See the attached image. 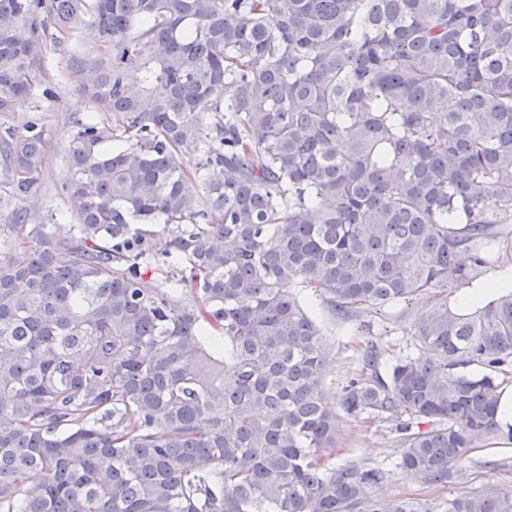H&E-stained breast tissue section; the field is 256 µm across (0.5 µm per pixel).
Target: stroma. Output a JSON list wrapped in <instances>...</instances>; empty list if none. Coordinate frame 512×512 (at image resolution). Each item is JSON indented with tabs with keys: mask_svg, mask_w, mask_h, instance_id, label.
Listing matches in <instances>:
<instances>
[{
	"mask_svg": "<svg viewBox=\"0 0 512 512\" xmlns=\"http://www.w3.org/2000/svg\"><path fill=\"white\" fill-rule=\"evenodd\" d=\"M67 39L49 42L44 67L35 80L31 96L17 102L14 111L0 112V132L23 129L29 122L42 127L47 140L43 166L27 192L16 187L13 172L0 156V250L15 238L17 221L44 225L56 240L69 239L75 223L74 207L64 186L71 177L67 161L68 142L76 119L101 117V109L79 91L80 77L71 69ZM311 308L326 344L328 364L324 388L330 405H337L343 387L361 370L370 346H378L384 357L417 354L419 346L413 326L425 308L416 298L377 310L363 311L343 320L329 309L319 291L299 289ZM396 423L380 417H362L341 422V446L336 465L369 464L386 470L376 494L387 501L398 499L441 502L460 489L482 490L486 484H512V447L497 448L492 437L477 441L466 455L463 481L430 486L397 467Z\"/></svg>",
	"mask_w": 512,
	"mask_h": 512,
	"instance_id": "stroma-1",
	"label": "stroma"
}]
</instances>
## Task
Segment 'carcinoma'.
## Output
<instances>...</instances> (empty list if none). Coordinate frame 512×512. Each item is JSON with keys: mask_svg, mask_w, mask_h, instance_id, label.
<instances>
[{"mask_svg": "<svg viewBox=\"0 0 512 512\" xmlns=\"http://www.w3.org/2000/svg\"><path fill=\"white\" fill-rule=\"evenodd\" d=\"M85 19L110 119L68 145L77 232L0 253V512H512V485L383 502L384 469L333 462L341 413L399 421L428 485L495 432L512 290L448 289L512 262V0H0V112ZM45 146L0 134L19 190ZM294 287L342 318L427 298L423 352L368 350L330 406Z\"/></svg>", "mask_w": 512, "mask_h": 512, "instance_id": "obj_1", "label": "carcinoma"}]
</instances>
